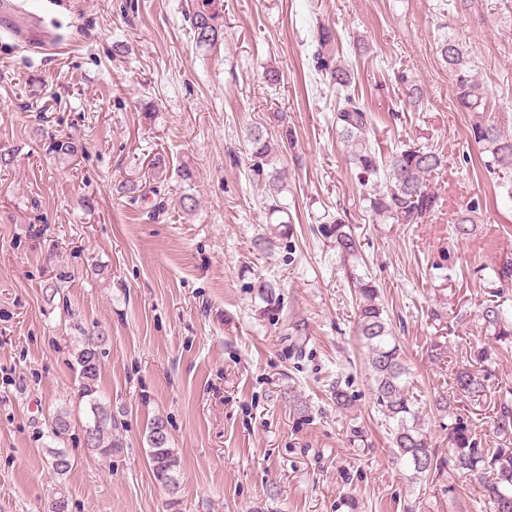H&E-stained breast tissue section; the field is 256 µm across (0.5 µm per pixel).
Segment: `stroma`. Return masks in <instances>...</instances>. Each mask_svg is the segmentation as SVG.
<instances>
[{
    "label": "stroma",
    "mask_w": 512,
    "mask_h": 512,
    "mask_svg": "<svg viewBox=\"0 0 512 512\" xmlns=\"http://www.w3.org/2000/svg\"><path fill=\"white\" fill-rule=\"evenodd\" d=\"M14 2L39 16L47 44L0 21V144L16 151L0 169V512H48L60 496L68 512H490L468 477L415 480L394 462L352 278L379 289L439 457L460 418L496 447L512 343L487 332L481 308L497 295L512 313L495 275L512 260V199L485 170L476 115L458 108L437 44H464L512 137V0H219L224 39L212 47L191 34L197 0ZM320 26L339 37L376 148L444 155L429 178L442 208L427 222L370 212L336 131V86L317 69ZM403 70L424 89L419 109L394 81ZM280 113L294 142L273 168L292 234L267 255L253 241L270 230L268 180L247 132ZM46 131L74 155L48 154ZM129 181L140 196L119 192ZM474 203L473 231L455 239L452 219ZM338 215L361 245L346 263L317 230ZM60 272L69 281L48 298ZM263 279L281 307L263 301ZM94 326L106 336L100 392L120 420L108 459L84 445L71 367ZM461 368L483 392L439 407ZM339 380L345 409L331 398ZM63 407L72 425L56 438ZM157 418L180 460L174 494L146 456ZM53 448L73 462L65 476Z\"/></svg>",
    "instance_id": "1"
}]
</instances>
